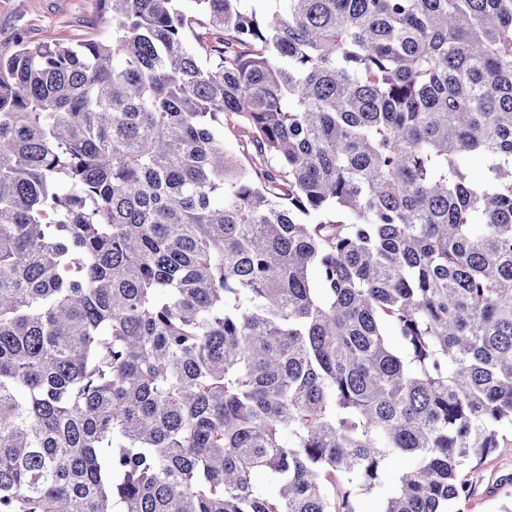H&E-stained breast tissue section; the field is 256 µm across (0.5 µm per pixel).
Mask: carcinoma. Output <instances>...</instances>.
Wrapping results in <instances>:
<instances>
[{
  "instance_id": "1",
  "label": "carcinoma",
  "mask_w": 512,
  "mask_h": 512,
  "mask_svg": "<svg viewBox=\"0 0 512 512\" xmlns=\"http://www.w3.org/2000/svg\"><path fill=\"white\" fill-rule=\"evenodd\" d=\"M98 2L0 57V512H364L394 457L378 512L469 499L512 447V0Z\"/></svg>"
}]
</instances>
